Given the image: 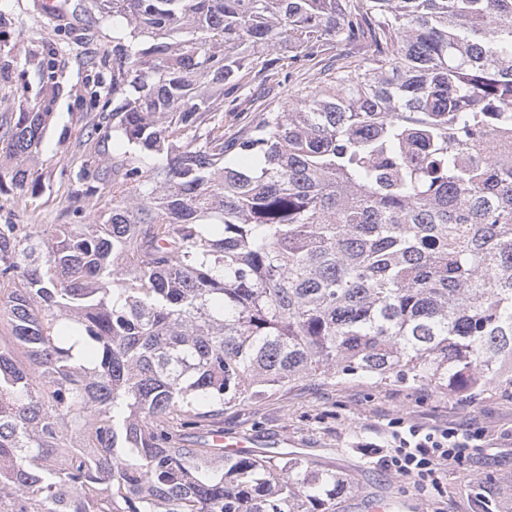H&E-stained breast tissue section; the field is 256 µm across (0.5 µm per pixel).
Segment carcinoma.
<instances>
[{
	"mask_svg": "<svg viewBox=\"0 0 512 512\" xmlns=\"http://www.w3.org/2000/svg\"><path fill=\"white\" fill-rule=\"evenodd\" d=\"M362 2L104 0L100 215L0 227V512H336V474L176 429L313 376L512 394V0ZM47 117L0 184L39 182ZM366 46V34L362 31L356 33V35L347 43L336 45L333 50H326L325 52L319 53L314 59L308 64V75L310 76L307 80L315 79L320 71L323 69L325 59L331 54H340L345 52L361 53L364 52Z\"/></svg>",
	"mask_w": 512,
	"mask_h": 512,
	"instance_id": "cac0c4a2",
	"label": "carcinoma"
}]
</instances>
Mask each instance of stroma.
I'll use <instances>...</instances> for the list:
<instances>
[{"instance_id":"35a3bbf8","label":"stroma","mask_w":512,"mask_h":512,"mask_svg":"<svg viewBox=\"0 0 512 512\" xmlns=\"http://www.w3.org/2000/svg\"><path fill=\"white\" fill-rule=\"evenodd\" d=\"M10 20L0 25V101L40 104L42 68L54 60L60 91L46 136L31 169L36 189L0 186V224H67L77 198V178L98 184L97 124L112 115V23L93 0H66L68 19L40 15L37 0H7ZM425 429L468 426L485 433V447L449 468L440 491H421L415 480L389 475L380 466L395 422ZM225 432L252 437L312 468L330 471L352 487L336 512H366L375 496L394 500L393 512H480L483 495L506 498L512 512V400L496 396L445 395L423 386L368 380L339 385L313 377L290 391L224 409Z\"/></svg>"}]
</instances>
